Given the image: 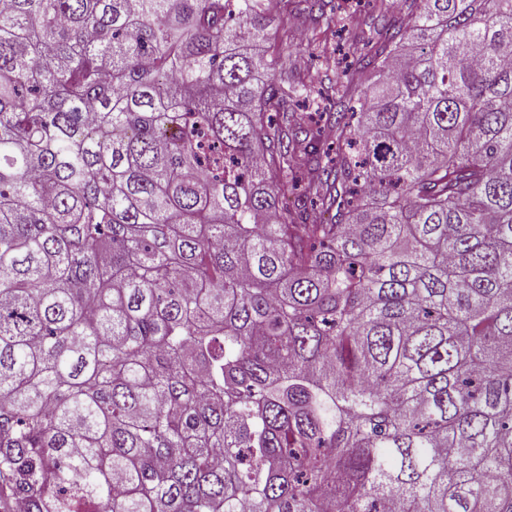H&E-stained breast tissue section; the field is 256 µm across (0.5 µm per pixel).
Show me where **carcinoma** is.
Wrapping results in <instances>:
<instances>
[{
    "instance_id": "obj_1",
    "label": "carcinoma",
    "mask_w": 512,
    "mask_h": 512,
    "mask_svg": "<svg viewBox=\"0 0 512 512\" xmlns=\"http://www.w3.org/2000/svg\"><path fill=\"white\" fill-rule=\"evenodd\" d=\"M272 2L0 0V512H512V0H374L334 157Z\"/></svg>"
}]
</instances>
